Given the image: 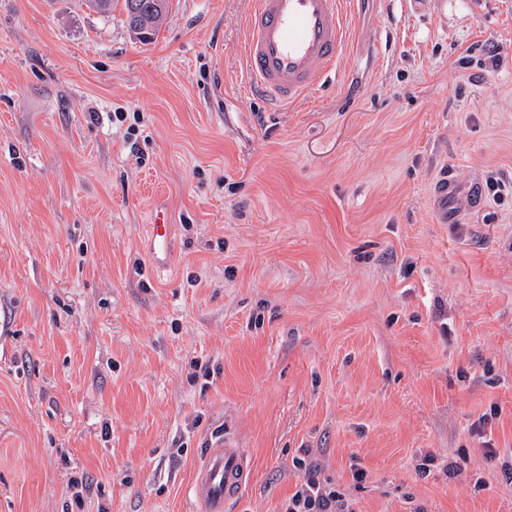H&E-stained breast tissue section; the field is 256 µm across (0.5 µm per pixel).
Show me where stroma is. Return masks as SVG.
<instances>
[{"label": "stroma", "mask_w": 512, "mask_h": 512, "mask_svg": "<svg viewBox=\"0 0 512 512\" xmlns=\"http://www.w3.org/2000/svg\"><path fill=\"white\" fill-rule=\"evenodd\" d=\"M250 7L172 0L143 44L0 0V512H196L224 440L229 512H285L300 458L355 512H512V0H361L288 112ZM148 256L152 271L162 275L169 269V255L174 224L166 211L156 209L148 224ZM251 480L249 461L242 448L224 444L210 448L198 463L190 494L202 512H224Z\"/></svg>", "instance_id": "obj_1"}]
</instances>
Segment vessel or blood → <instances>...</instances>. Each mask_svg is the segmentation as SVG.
<instances>
[{
	"label": "vessel or blood",
	"mask_w": 512,
	"mask_h": 512,
	"mask_svg": "<svg viewBox=\"0 0 512 512\" xmlns=\"http://www.w3.org/2000/svg\"><path fill=\"white\" fill-rule=\"evenodd\" d=\"M359 12L357 0H253L243 46L251 94L274 111L305 100L317 76L332 71ZM173 226L155 210L148 226L154 274L169 269ZM251 480L243 449H209L198 463L190 494L199 512H226Z\"/></svg>",
	"instance_id": "vessel-or-blood-1"
}]
</instances>
